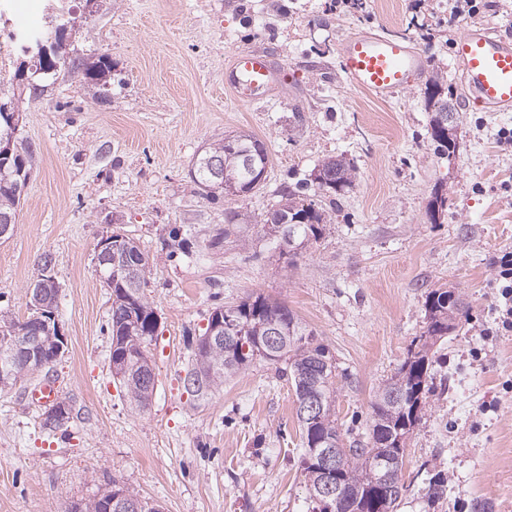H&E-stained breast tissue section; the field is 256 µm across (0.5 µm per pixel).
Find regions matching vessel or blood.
I'll return each instance as SVG.
<instances>
[{
	"label": "vessel or blood",
	"instance_id": "b4317fda",
	"mask_svg": "<svg viewBox=\"0 0 512 512\" xmlns=\"http://www.w3.org/2000/svg\"><path fill=\"white\" fill-rule=\"evenodd\" d=\"M349 84L386 102L416 84L426 59L406 40L362 33L340 46ZM453 62L469 90L468 101L482 112H512V36L489 25L466 29L454 43ZM286 75L267 50H243L224 69V86L244 104L275 97Z\"/></svg>",
	"mask_w": 512,
	"mask_h": 512
}]
</instances>
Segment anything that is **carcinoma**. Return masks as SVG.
<instances>
[{
	"instance_id": "obj_1",
	"label": "carcinoma",
	"mask_w": 512,
	"mask_h": 512,
	"mask_svg": "<svg viewBox=\"0 0 512 512\" xmlns=\"http://www.w3.org/2000/svg\"><path fill=\"white\" fill-rule=\"evenodd\" d=\"M111 69V61L108 56L102 54L96 62L84 68V75L92 82L101 81ZM446 103L448 88L437 77L426 87L425 108L429 114L431 141L435 150L443 154L453 152L456 147L455 139L448 138L445 130L436 123L439 108ZM240 146L252 150L257 171L266 169L267 147L252 133L238 131L227 134L223 141L216 144V149L224 154V164L233 166V150ZM19 147L20 151L15 158L11 159L5 168L0 169V184H4V189L0 190V217H16L21 204V197L9 193V183L16 180L15 171L18 166L23 165L30 171L34 168L35 155L30 146L21 142ZM317 173L319 176L315 177L314 181L318 188L339 195L352 186L354 166L343 157H330L318 166ZM191 177L199 189L210 195L215 194V191L211 190L210 173L202 159H197ZM283 220L286 221V226L293 230L295 244L303 248L322 234L325 214L316 208L312 200L286 191L282 194L277 207L265 215L264 232L274 234L275 225ZM130 254L140 268L139 284L133 290L123 288L118 283L112 288L110 363L112 375L122 376L120 384L140 406L142 402L139 401L138 384L134 380V367L140 368L146 364L144 355L148 354V348L156 335L157 320L156 312L144 295L148 257L138 247L131 248ZM226 310L232 311V314L231 321L224 322V336H249L252 338V344L246 351L228 343L215 347L211 352V359L223 366V375L216 379H201L192 394L197 397L208 395L213 388L224 383V379L259 360L271 364H285L284 371L290 376L296 402L299 403L308 392L307 384L303 383L300 377V369L315 368L318 387L323 396L324 413L322 419L317 422L299 420L304 444L301 466L307 487L312 490L321 478L317 455L312 453V448L326 435L342 438L335 411L336 359L326 347L313 342L311 333L306 331L301 320L282 302L257 293L226 307ZM424 310L426 326L419 336L418 343L408 350L407 357L397 372L375 395L372 403L370 442L363 447L353 444L343 451L342 467L338 471L337 480L347 491V495L339 505L338 512H394L397 501L402 497V491L406 490L403 466L400 465L389 474L391 483L398 488L396 496L389 497L381 493L377 477L384 473V470L379 467L378 459H405L407 440L421 419L426 394L430 390L432 361L429 358V351L437 341L456 330L460 315L463 314L459 298L444 288L435 289L427 294ZM131 317L136 318L139 323L142 345L140 351L129 347L127 342ZM271 319L277 320L291 330L292 338L288 340V345L283 351L268 356L258 346V339L264 336L265 324ZM31 357L38 358V352L31 351L29 345L12 353H0V369L15 371L20 374V380H29L37 374V370L24 371L22 365ZM126 493L128 490L114 481L94 499L86 503H73L71 512H108L110 503L115 499H121Z\"/></svg>"
}]
</instances>
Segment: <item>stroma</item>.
<instances>
[{
    "label": "stroma",
    "instance_id": "stroma-1",
    "mask_svg": "<svg viewBox=\"0 0 512 512\" xmlns=\"http://www.w3.org/2000/svg\"><path fill=\"white\" fill-rule=\"evenodd\" d=\"M54 6L76 19L70 56H109L110 100L63 67L33 74L43 93L17 101V137L37 154L14 234L0 242V314L28 316L29 287L51 258L67 344L48 377L72 419L63 434L43 428L46 407L30 398L38 379L0 390V512H66L112 480L161 512H313L295 392L277 366L251 363L203 398L186 391L210 313L254 292L286 303L335 356L341 433L365 445L374 395L423 332L435 288L454 291L466 315L434 348L397 512H512V332L497 324L491 265L512 249V150L497 142L512 112L467 109L452 58L467 28L512 34V0L453 23L448 0H0V98L17 88L20 37L45 29ZM365 32L408 39L443 78L457 109L453 154L431 143L424 83L388 103L349 86L339 46ZM255 47L275 52L287 83L281 98L244 105L224 66ZM243 130L267 146L261 190L206 195L190 175L197 156ZM340 155L356 173L335 205L313 177ZM286 188L327 215L294 256L262 230ZM233 211L251 223H229ZM112 232L149 259L158 331L144 409L110 368L111 299L94 257ZM437 473L448 498L434 503Z\"/></svg>",
    "mask_w": 512,
    "mask_h": 512
}]
</instances>
